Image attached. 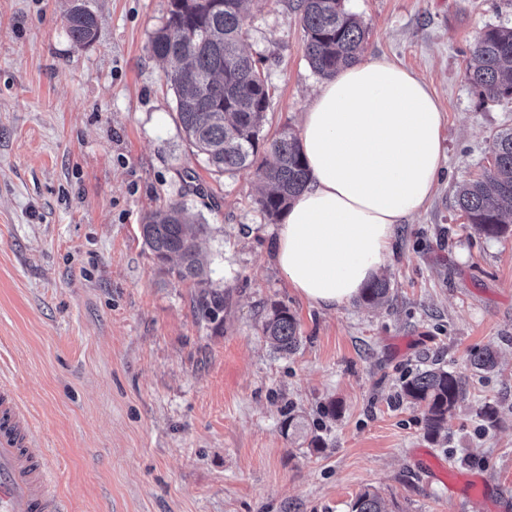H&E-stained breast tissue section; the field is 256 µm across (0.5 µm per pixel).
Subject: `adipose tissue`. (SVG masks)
<instances>
[{"instance_id": "adipose-tissue-1", "label": "adipose tissue", "mask_w": 512, "mask_h": 512, "mask_svg": "<svg viewBox=\"0 0 512 512\" xmlns=\"http://www.w3.org/2000/svg\"><path fill=\"white\" fill-rule=\"evenodd\" d=\"M442 129L427 85L387 58L359 59L319 87L300 133L311 180L274 246L291 288L333 309L380 275L399 225L434 193Z\"/></svg>"}]
</instances>
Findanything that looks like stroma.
<instances>
[{"label": "stroma", "mask_w": 512, "mask_h": 512, "mask_svg": "<svg viewBox=\"0 0 512 512\" xmlns=\"http://www.w3.org/2000/svg\"><path fill=\"white\" fill-rule=\"evenodd\" d=\"M96 40L74 43L67 0H0V380L12 382L69 512H463L466 476L512 495V235L488 239L454 206L491 161L512 100L465 78L478 33L512 26V0H345L363 53L416 74L443 114L445 158L427 208L400 225L381 306L322 310L273 254L253 172L214 175L177 127L149 43L169 0H90ZM295 0H256L245 52L272 86L265 131L299 129L319 84ZM183 203L208 226L217 320L140 236ZM300 346L276 352L273 305ZM496 369H474L485 349ZM437 365L465 398L438 440L403 381ZM295 416L298 429L282 422ZM428 450L447 466L429 479ZM263 333L280 353H290L299 345L297 320L286 307H272L263 323Z\"/></svg>", "instance_id": "35a3bbf8"}]
</instances>
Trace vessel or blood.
Returning <instances> with one entry per match:
<instances>
[{
  "label": "vessel or blood",
  "instance_id": "1",
  "mask_svg": "<svg viewBox=\"0 0 512 512\" xmlns=\"http://www.w3.org/2000/svg\"><path fill=\"white\" fill-rule=\"evenodd\" d=\"M56 479L30 429L28 415L13 387L0 384V512H65ZM491 488L473 478L465 492L468 512H481Z\"/></svg>",
  "mask_w": 512,
  "mask_h": 512
}]
</instances>
